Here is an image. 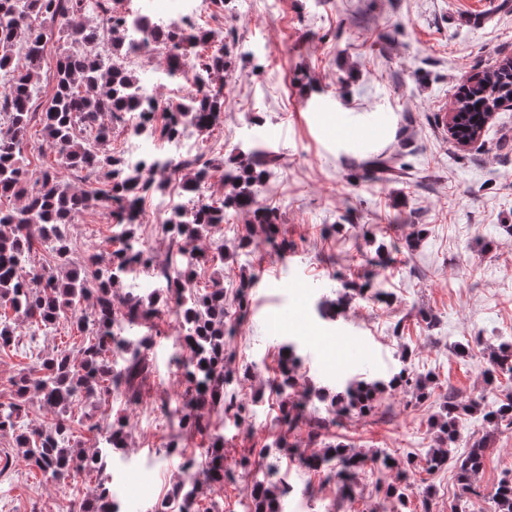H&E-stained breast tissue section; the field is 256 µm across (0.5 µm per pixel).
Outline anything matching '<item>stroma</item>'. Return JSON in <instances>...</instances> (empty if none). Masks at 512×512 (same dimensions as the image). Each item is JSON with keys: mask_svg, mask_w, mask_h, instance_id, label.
<instances>
[{"mask_svg": "<svg viewBox=\"0 0 512 512\" xmlns=\"http://www.w3.org/2000/svg\"><path fill=\"white\" fill-rule=\"evenodd\" d=\"M194 5L196 23L235 48L219 125L184 140L215 169L204 194H225L223 171L252 146L279 158L258 192L279 215L273 243L240 248L250 217L233 211L198 242L207 254L223 251L224 261L199 264L194 288L217 281L230 299L241 278L251 279L247 315L225 336L224 351L232 368L260 363L240 387L259 397L253 422L224 423V467L234 478L203 488L200 508L239 512L244 470L281 471L340 441L355 452L414 455L406 476L412 512H494L495 487L512 471V429L496 431L468 497L454 465L431 471L423 458L447 394L467 401L486 393L488 353L512 341V109L496 111L469 147L448 131L458 91L512 58V0H227L220 13L209 0ZM329 110L362 121L385 113L390 124L382 140L347 143L323 129L320 115ZM117 233L108 215L85 212L70 228L73 260L89 249L110 259ZM366 284L382 285L387 298L358 294ZM323 302L333 307L325 316ZM314 332H344L352 342L328 354L311 344ZM179 333L176 316L166 314L139 401L118 395L101 408L132 424L118 474L123 512H146L179 476L178 456L165 452L178 427L157 428L144 416L177 405L185 390L171 360ZM288 342L299 347L301 382L317 388L335 389L356 374L387 380L406 365L432 372L435 383L427 399L409 388L386 392L374 413L342 418L314 441L300 430L278 450L274 385ZM3 452L13 464L0 476V502L11 512H56L64 498L90 496L97 484L92 475L74 485L46 481L15 454L11 436H0ZM291 480L283 512H330L338 502L325 471L305 469Z\"/></svg>", "mask_w": 512, "mask_h": 512, "instance_id": "35a3bbf8", "label": "stroma"}]
</instances>
